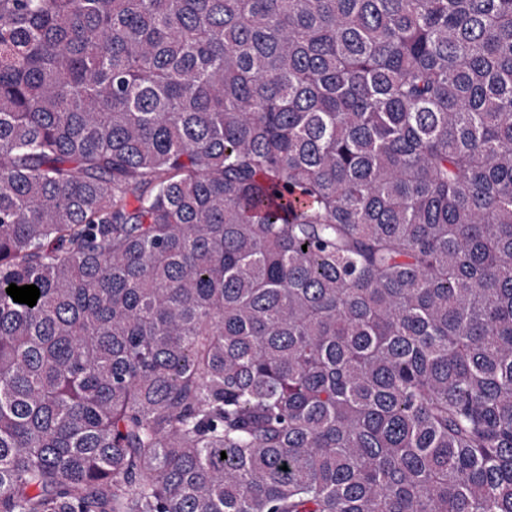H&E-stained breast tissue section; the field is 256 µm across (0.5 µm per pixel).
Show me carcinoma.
Listing matches in <instances>:
<instances>
[{
    "instance_id": "carcinoma-1",
    "label": "carcinoma",
    "mask_w": 512,
    "mask_h": 512,
    "mask_svg": "<svg viewBox=\"0 0 512 512\" xmlns=\"http://www.w3.org/2000/svg\"><path fill=\"white\" fill-rule=\"evenodd\" d=\"M0 512H512V0H0Z\"/></svg>"
}]
</instances>
